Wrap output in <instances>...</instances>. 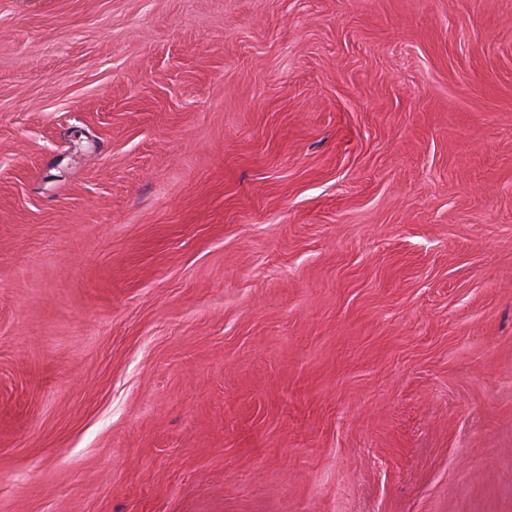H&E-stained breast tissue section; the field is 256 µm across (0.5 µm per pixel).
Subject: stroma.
Listing matches in <instances>:
<instances>
[{
    "label": "stroma",
    "mask_w": 512,
    "mask_h": 512,
    "mask_svg": "<svg viewBox=\"0 0 512 512\" xmlns=\"http://www.w3.org/2000/svg\"><path fill=\"white\" fill-rule=\"evenodd\" d=\"M0 512H512V0H0Z\"/></svg>",
    "instance_id": "35a3bbf8"
}]
</instances>
